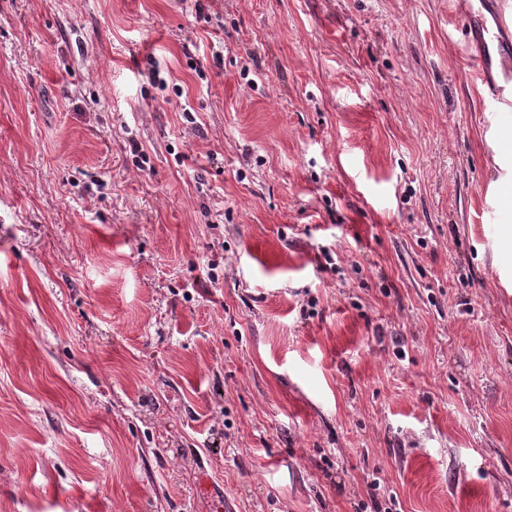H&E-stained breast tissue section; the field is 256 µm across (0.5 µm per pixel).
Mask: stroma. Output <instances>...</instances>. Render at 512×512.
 <instances>
[{
	"label": "stroma",
	"mask_w": 512,
	"mask_h": 512,
	"mask_svg": "<svg viewBox=\"0 0 512 512\" xmlns=\"http://www.w3.org/2000/svg\"><path fill=\"white\" fill-rule=\"evenodd\" d=\"M203 3L0 0V512H512L452 0Z\"/></svg>",
	"instance_id": "1"
}]
</instances>
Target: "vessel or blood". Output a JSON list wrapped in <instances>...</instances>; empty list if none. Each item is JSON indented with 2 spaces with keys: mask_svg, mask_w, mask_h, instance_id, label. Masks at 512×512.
<instances>
[{
  "mask_svg": "<svg viewBox=\"0 0 512 512\" xmlns=\"http://www.w3.org/2000/svg\"><path fill=\"white\" fill-rule=\"evenodd\" d=\"M472 51L473 79L488 93L496 111L512 112V25L504 0H456Z\"/></svg>",
  "mask_w": 512,
  "mask_h": 512,
  "instance_id": "obj_1",
  "label": "vessel or blood"
}]
</instances>
